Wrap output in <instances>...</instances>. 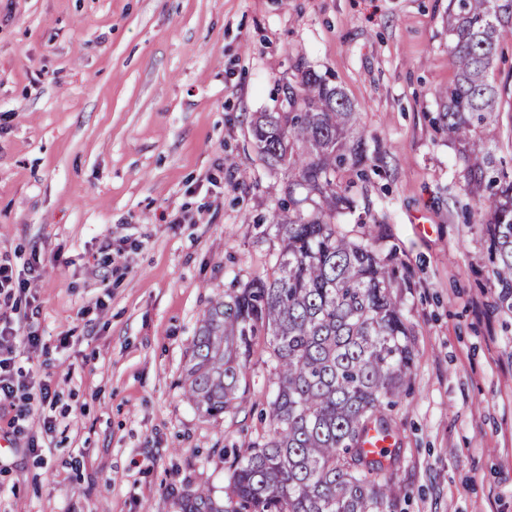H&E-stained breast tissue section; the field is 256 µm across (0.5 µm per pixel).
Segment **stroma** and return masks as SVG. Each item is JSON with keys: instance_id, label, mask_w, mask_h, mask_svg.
I'll return each mask as SVG.
<instances>
[{"instance_id": "35a3bbf8", "label": "stroma", "mask_w": 512, "mask_h": 512, "mask_svg": "<svg viewBox=\"0 0 512 512\" xmlns=\"http://www.w3.org/2000/svg\"><path fill=\"white\" fill-rule=\"evenodd\" d=\"M448 0H0V258L23 298L14 369L48 381L0 405V512H182L224 499L228 449L267 436L266 346L234 412L183 395L200 320L270 272V218L295 173L252 138L301 69L360 112L365 178L336 222L384 235L409 287V390L390 419L396 512H512V303L487 275L479 202L435 119ZM55 430L45 434L43 417ZM50 449L29 451L33 440Z\"/></svg>"}]
</instances>
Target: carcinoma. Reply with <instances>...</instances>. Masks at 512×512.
I'll list each match as a JSON object with an SVG mask.
<instances>
[{
  "label": "carcinoma",
  "instance_id": "cac0c4a2",
  "mask_svg": "<svg viewBox=\"0 0 512 512\" xmlns=\"http://www.w3.org/2000/svg\"><path fill=\"white\" fill-rule=\"evenodd\" d=\"M448 37L456 82L439 92L438 121L469 161L465 190L487 193L479 223L489 234L491 280L512 299V171L489 149L503 106L490 73L500 42L512 39V0H449ZM294 90L285 111L255 121L253 138L266 163L294 169L296 185L318 201L306 212L291 189L274 210L284 246L272 274L210 303L183 385L196 409L224 416L265 342L269 434L248 455H233L226 501L200 490L183 512H391L401 494L392 466L361 444L371 430L391 434L389 411L414 362L412 327L394 292V256L334 222L354 208L339 173L366 159L358 109L311 70Z\"/></svg>",
  "mask_w": 512,
  "mask_h": 512
}]
</instances>
